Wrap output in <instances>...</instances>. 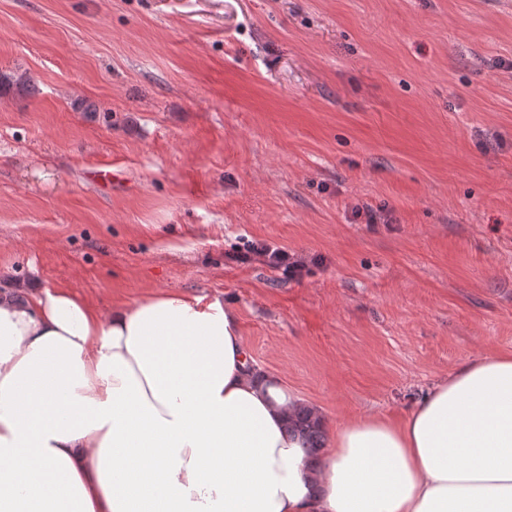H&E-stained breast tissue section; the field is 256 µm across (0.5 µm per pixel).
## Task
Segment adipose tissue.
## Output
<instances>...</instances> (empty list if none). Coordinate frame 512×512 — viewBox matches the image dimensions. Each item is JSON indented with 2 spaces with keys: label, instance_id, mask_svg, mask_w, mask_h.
Returning a JSON list of instances; mask_svg holds the SVG:
<instances>
[{
  "label": "adipose tissue",
  "instance_id": "ef3b65f1",
  "mask_svg": "<svg viewBox=\"0 0 512 512\" xmlns=\"http://www.w3.org/2000/svg\"><path fill=\"white\" fill-rule=\"evenodd\" d=\"M227 302L181 291L102 312L0 293V512H512V357L466 361L399 420L335 424L250 367ZM288 433L298 435L303 440V448L309 456H316L324 448V429L309 408L299 410L290 418Z\"/></svg>",
  "mask_w": 512,
  "mask_h": 512
}]
</instances>
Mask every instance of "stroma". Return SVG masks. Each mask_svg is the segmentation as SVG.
<instances>
[{
  "label": "stroma",
  "instance_id": "1",
  "mask_svg": "<svg viewBox=\"0 0 512 512\" xmlns=\"http://www.w3.org/2000/svg\"><path fill=\"white\" fill-rule=\"evenodd\" d=\"M22 72L0 284L227 301L335 422L512 355V0H0V73ZM352 219L365 224H392L394 217L392 210L381 208L374 210L368 205H355L351 211Z\"/></svg>",
  "mask_w": 512,
  "mask_h": 512
}]
</instances>
